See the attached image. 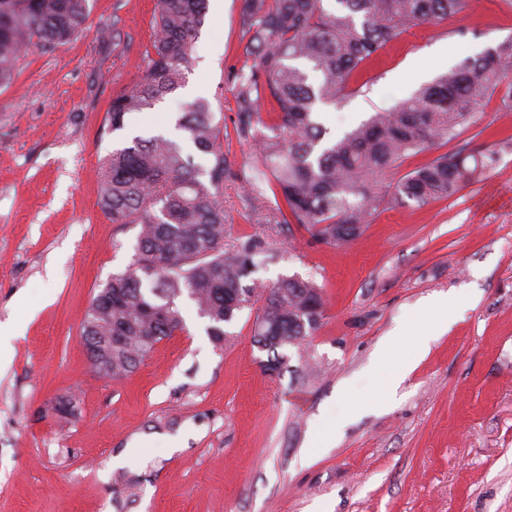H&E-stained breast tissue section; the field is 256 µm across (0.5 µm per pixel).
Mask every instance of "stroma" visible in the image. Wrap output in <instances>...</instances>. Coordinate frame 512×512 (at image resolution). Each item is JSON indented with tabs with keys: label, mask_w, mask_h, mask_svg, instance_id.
Listing matches in <instances>:
<instances>
[{
	"label": "stroma",
	"mask_w": 512,
	"mask_h": 512,
	"mask_svg": "<svg viewBox=\"0 0 512 512\" xmlns=\"http://www.w3.org/2000/svg\"><path fill=\"white\" fill-rule=\"evenodd\" d=\"M240 8L209 0L184 86L120 131L107 111L152 48L154 0H89L82 34L32 48L0 86V328L23 325L0 368V512H512V151L447 199L381 211L340 247L296 224L256 223V147L231 134L237 77L253 63ZM510 37L505 0H468L388 44L323 122L344 133ZM198 98L230 133L225 247L259 241L268 258L252 281H313L324 317L271 374L254 341L258 309L240 312L219 348L186 304L183 332L128 377H101L81 326L130 264L137 230L101 212L95 169L134 137L182 140L176 123ZM508 136L512 110L494 99L459 141L483 151ZM388 341L399 357L385 374L403 357L419 362L386 389L373 366ZM348 389L385 404L336 423ZM331 425L332 447L313 451Z\"/></svg>",
	"instance_id": "stroma-1"
}]
</instances>
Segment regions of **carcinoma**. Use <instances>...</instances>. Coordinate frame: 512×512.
Here are the masks:
<instances>
[{"mask_svg":"<svg viewBox=\"0 0 512 512\" xmlns=\"http://www.w3.org/2000/svg\"><path fill=\"white\" fill-rule=\"evenodd\" d=\"M242 0L240 25L249 34L253 64L238 77L234 130L257 147L248 193L261 224H299L313 239L341 246L380 210L405 200L446 199L474 183L498 152L465 147L406 172L391 193L387 173L425 145L441 147L476 122L477 110L500 96L512 109V39L439 75L389 110L373 113L340 136L329 135L322 110L349 92L380 52L415 26L446 20L464 0ZM209 0H155L156 38L138 80L112 97L108 120L124 128L127 115L154 108L181 88L196 59L194 41ZM88 0H0V85L35 46L79 34ZM268 119H262L261 108ZM189 147L162 135L134 138L99 161V205L114 224L137 226L135 254L124 272L93 299L82 324L95 336L97 371L133 373L165 338L184 330L189 302L222 346L225 325L262 302L254 341L276 371L279 349L301 345L323 316L321 289L285 277L268 289L243 284L262 247L248 239L224 248V181L233 176L224 153V117L205 100L177 121ZM121 336L112 351L106 337Z\"/></svg>","mask_w":512,"mask_h":512,"instance_id":"cac0c4a2","label":"carcinoma"}]
</instances>
